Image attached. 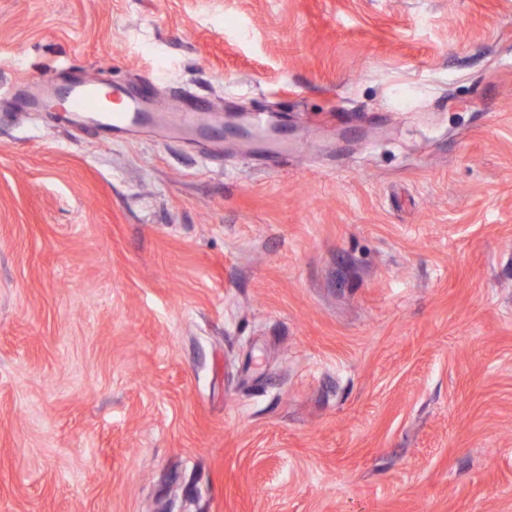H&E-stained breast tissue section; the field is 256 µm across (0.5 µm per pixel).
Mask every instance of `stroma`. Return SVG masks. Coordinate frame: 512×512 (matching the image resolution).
Masks as SVG:
<instances>
[{
    "mask_svg": "<svg viewBox=\"0 0 512 512\" xmlns=\"http://www.w3.org/2000/svg\"><path fill=\"white\" fill-rule=\"evenodd\" d=\"M0 512H512V0H0ZM156 77L145 78L133 91L119 84L82 81L65 93L61 102L40 105L36 98L26 101L42 110L56 106L64 120L73 128L92 125L97 131L117 134L132 133L152 127L169 139L192 133L211 136L224 126V113L216 111L202 99L178 95L166 104L155 99ZM224 131L230 136H243L247 131L235 123H227Z\"/></svg>",
    "mask_w": 512,
    "mask_h": 512,
    "instance_id": "35a3bbf8",
    "label": "stroma"
}]
</instances>
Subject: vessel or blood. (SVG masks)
<instances>
[{
	"mask_svg": "<svg viewBox=\"0 0 512 512\" xmlns=\"http://www.w3.org/2000/svg\"><path fill=\"white\" fill-rule=\"evenodd\" d=\"M156 83V78L149 77L130 90L119 84L83 81L72 86L56 108L73 128L90 125L112 135L151 127L177 139L188 133L207 136L223 127V113L208 101L185 95L166 103L156 101Z\"/></svg>",
	"mask_w": 512,
	"mask_h": 512,
	"instance_id": "vessel-or-blood-1",
	"label": "vessel or blood"
}]
</instances>
